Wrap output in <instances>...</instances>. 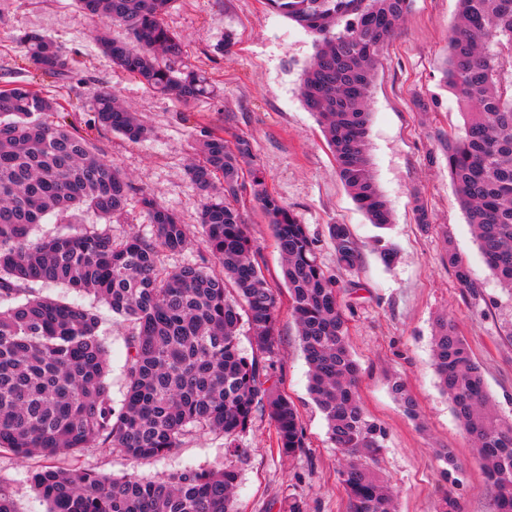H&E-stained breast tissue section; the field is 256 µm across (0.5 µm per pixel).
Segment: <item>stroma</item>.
<instances>
[{"instance_id": "obj_1", "label": "stroma", "mask_w": 512, "mask_h": 512, "mask_svg": "<svg viewBox=\"0 0 512 512\" xmlns=\"http://www.w3.org/2000/svg\"><path fill=\"white\" fill-rule=\"evenodd\" d=\"M457 14L458 0H411L397 35L374 65L368 153L391 210L390 224L379 228L337 177L322 130L301 100L303 70L315 53L313 38L267 0H175L165 22L183 40V63L204 72L218 89L191 108L154 94L136 76L114 66L97 42L101 22L75 0H0V87L28 80L60 103H72L67 125L132 183L122 215L110 226L115 239L134 231L150 234L141 206L145 194L197 230L201 195L186 174L196 143L208 133L224 131L251 141L268 189L306 224L321 265L343 285L348 343L360 370L358 394L367 414L387 433L378 469L394 492L396 512H438L445 496L456 500L461 512H495L472 442L437 386L431 336L438 318L455 324L498 414L512 418V294L498 286L480 255L448 175L443 144L464 123L455 97L441 82L448 31ZM31 33L66 48L75 61L70 80L58 82L32 68L22 41ZM105 89L149 127L145 139L130 142L98 124L91 104ZM420 202L429 211V224L416 219ZM240 207L275 290L280 336L275 364L281 388L299 412L306 447L293 459L283 458L273 424L266 414L256 413L240 442L237 508L283 512L294 498L307 512H347L339 480L341 455L308 392V366L272 227L250 196H242ZM334 222L349 225L361 247L354 270L337 266L327 229ZM385 244L396 252L389 264L380 255ZM450 249L467 261L475 289L461 287L444 262ZM33 292L96 312L108 352L105 382L114 406H121L127 325L92 295L54 284L35 285ZM396 377L417 401V418L406 416L392 395ZM443 448L453 449L459 462L458 470L446 475L438 460ZM77 461L111 478L131 473L161 478L190 466L220 469L224 436L193 430L172 454L137 462L117 451L106 454L87 447ZM43 463L38 456L0 452V485L9 489L18 512H47V503L29 482L30 472Z\"/></svg>"}]
</instances>
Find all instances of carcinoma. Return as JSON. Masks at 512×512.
I'll return each mask as SVG.
<instances>
[{"label": "carcinoma", "mask_w": 512, "mask_h": 512, "mask_svg": "<svg viewBox=\"0 0 512 512\" xmlns=\"http://www.w3.org/2000/svg\"><path fill=\"white\" fill-rule=\"evenodd\" d=\"M79 7L128 38H99L112 63L148 89L185 107L214 92L207 77L175 63L183 44L164 23L173 0H77ZM275 11L314 37L301 98L320 122L336 171L370 223L391 211L372 175L367 152L369 92L378 54L394 37L410 0H269ZM448 35L443 84L465 116L448 135V174L472 225L481 256L512 289V0H458ZM34 67L66 81L70 54L56 40L24 37ZM62 105L25 82L0 89V449L25 457L75 455L90 445L138 461L179 448L192 429L224 434V455L257 410L274 423L278 452L304 450L294 403L280 390L277 302L257 261L238 197L251 190L272 224L283 257L308 389L342 457L349 512H394L392 493L376 469L386 432L366 415L356 392L359 367L347 343L336 275L318 262L306 225L270 192L248 139L210 133L188 169L201 195L202 253L178 267L163 254L191 245L190 232L153 197H142L151 235L115 242L107 228L83 225L34 240V225L51 213L81 210L104 224L120 214L131 185L86 137L51 120ZM97 122L137 142L148 129L109 90L93 102ZM338 265L351 269L359 245L346 224L328 225ZM448 266L472 288L466 262ZM38 283L94 293L130 328L127 392L115 408L104 382L107 353L91 309L30 296ZM247 327L252 348L240 347ZM433 369L464 432L476 444L496 512H512V421L489 410L479 366L456 327L441 317ZM391 391L405 415L418 414L405 384ZM239 469L188 468L166 478H108L73 463L30 474L48 512H238Z\"/></svg>", "instance_id": "obj_1"}]
</instances>
